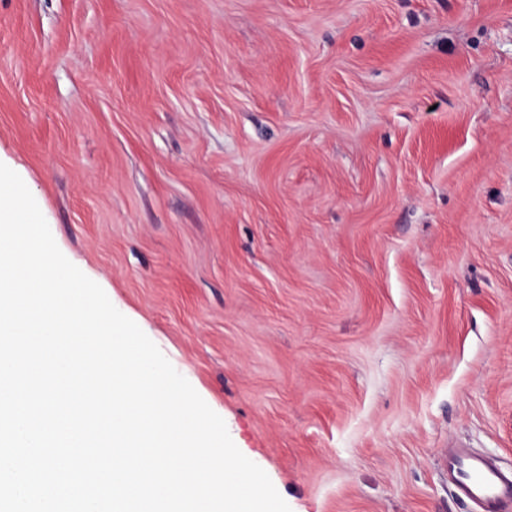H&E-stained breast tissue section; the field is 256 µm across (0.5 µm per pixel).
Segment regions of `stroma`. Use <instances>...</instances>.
<instances>
[{
    "label": "stroma",
    "mask_w": 512,
    "mask_h": 512,
    "mask_svg": "<svg viewBox=\"0 0 512 512\" xmlns=\"http://www.w3.org/2000/svg\"><path fill=\"white\" fill-rule=\"evenodd\" d=\"M0 163L291 512L512 473V0H0Z\"/></svg>",
    "instance_id": "1"
}]
</instances>
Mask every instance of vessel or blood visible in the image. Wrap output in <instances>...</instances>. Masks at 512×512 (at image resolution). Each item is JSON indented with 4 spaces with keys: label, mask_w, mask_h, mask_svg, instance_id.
Masks as SVG:
<instances>
[{
    "label": "vessel or blood",
    "mask_w": 512,
    "mask_h": 512,
    "mask_svg": "<svg viewBox=\"0 0 512 512\" xmlns=\"http://www.w3.org/2000/svg\"><path fill=\"white\" fill-rule=\"evenodd\" d=\"M448 469L458 491L482 512H512V478L481 454L449 459Z\"/></svg>",
    "instance_id": "vessel-or-blood-1"
}]
</instances>
